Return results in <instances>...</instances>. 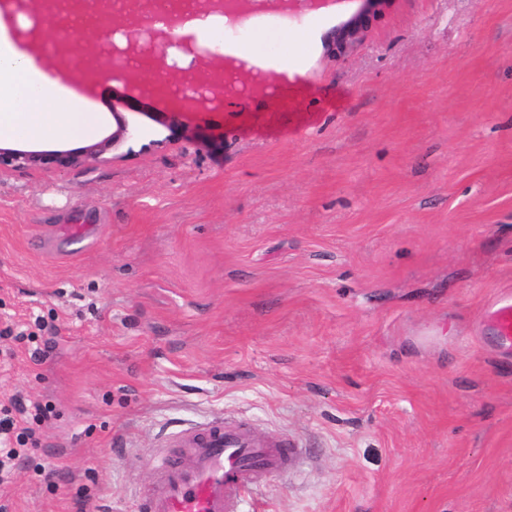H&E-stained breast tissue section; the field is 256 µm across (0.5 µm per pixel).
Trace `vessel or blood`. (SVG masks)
I'll return each instance as SVG.
<instances>
[{"label": "vessel or blood", "instance_id": "vessel-or-blood-1", "mask_svg": "<svg viewBox=\"0 0 512 512\" xmlns=\"http://www.w3.org/2000/svg\"><path fill=\"white\" fill-rule=\"evenodd\" d=\"M497 347L512 351V294L487 311ZM178 453L162 452L151 463L155 487L138 512H241L245 491L260 473H276L291 463L295 450L285 441L256 436L250 429L221 423L177 439Z\"/></svg>", "mask_w": 512, "mask_h": 512}]
</instances>
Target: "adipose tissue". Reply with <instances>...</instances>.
Wrapping results in <instances>:
<instances>
[{
    "label": "adipose tissue",
    "mask_w": 512,
    "mask_h": 512,
    "mask_svg": "<svg viewBox=\"0 0 512 512\" xmlns=\"http://www.w3.org/2000/svg\"><path fill=\"white\" fill-rule=\"evenodd\" d=\"M90 122L88 100L53 76L0 21V139L72 140Z\"/></svg>",
    "instance_id": "obj_1"
}]
</instances>
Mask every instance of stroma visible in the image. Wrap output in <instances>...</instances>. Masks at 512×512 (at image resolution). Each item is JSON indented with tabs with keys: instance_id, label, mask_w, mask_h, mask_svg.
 Here are the masks:
<instances>
[{
	"instance_id": "obj_1",
	"label": "stroma",
	"mask_w": 512,
	"mask_h": 512,
	"mask_svg": "<svg viewBox=\"0 0 512 512\" xmlns=\"http://www.w3.org/2000/svg\"><path fill=\"white\" fill-rule=\"evenodd\" d=\"M277 0L224 43L299 58L266 96L170 112L146 67L91 108L137 132L68 168L0 171V408L38 447L7 512H137L150 458L216 421L300 448L244 512H512V0ZM110 70L107 34L41 24ZM87 228L78 250L71 230ZM362 2L360 9L331 33L328 50L334 57L345 55L362 39L371 22L389 5L390 0ZM487 321L497 347L512 351V294L495 301L487 311Z\"/></svg>"
}]
</instances>
